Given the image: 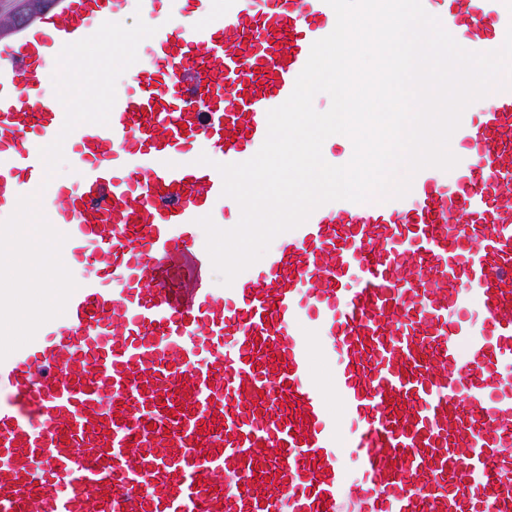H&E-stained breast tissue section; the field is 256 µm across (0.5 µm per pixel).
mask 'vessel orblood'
Masks as SVG:
<instances>
[{
  "mask_svg": "<svg viewBox=\"0 0 512 512\" xmlns=\"http://www.w3.org/2000/svg\"><path fill=\"white\" fill-rule=\"evenodd\" d=\"M422 5L471 51L512 25V0ZM135 12L150 67L69 134L76 187L45 184L49 62ZM335 25L326 0H51L0 36V219L42 190L95 271L0 362V512H512V89L463 113L453 171L323 204L212 280L197 220L241 216L217 166Z\"/></svg>",
  "mask_w": 512,
  "mask_h": 512,
  "instance_id": "obj_1",
  "label": "vessel or blood"
}]
</instances>
